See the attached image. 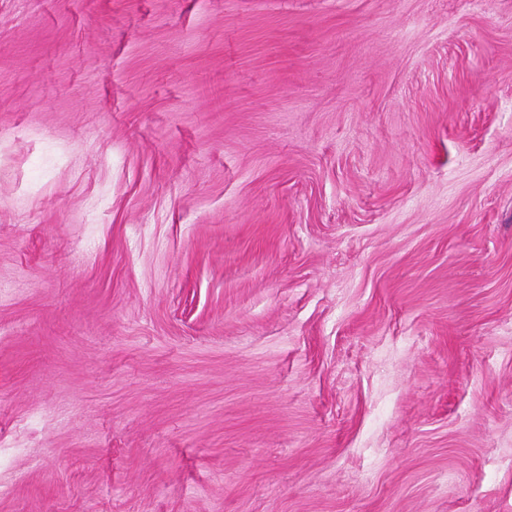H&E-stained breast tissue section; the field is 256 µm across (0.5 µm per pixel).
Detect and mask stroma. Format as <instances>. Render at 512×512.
<instances>
[{
    "instance_id": "35a3bbf8",
    "label": "stroma",
    "mask_w": 512,
    "mask_h": 512,
    "mask_svg": "<svg viewBox=\"0 0 512 512\" xmlns=\"http://www.w3.org/2000/svg\"><path fill=\"white\" fill-rule=\"evenodd\" d=\"M0 512H512V0H0Z\"/></svg>"
}]
</instances>
